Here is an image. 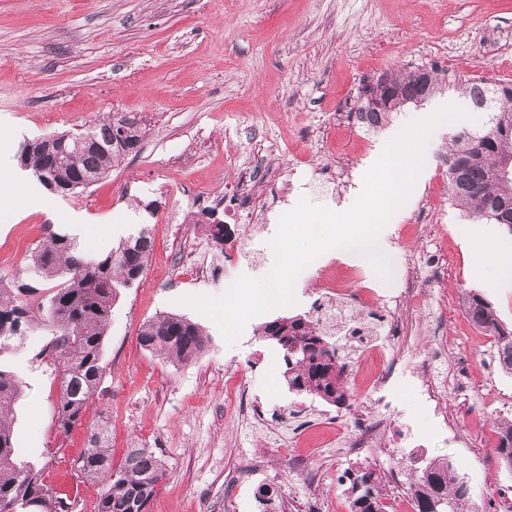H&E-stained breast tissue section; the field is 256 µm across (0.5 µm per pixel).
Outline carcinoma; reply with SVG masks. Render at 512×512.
I'll list each match as a JSON object with an SVG mask.
<instances>
[{
  "label": "carcinoma",
  "instance_id": "carcinoma-1",
  "mask_svg": "<svg viewBox=\"0 0 512 512\" xmlns=\"http://www.w3.org/2000/svg\"><path fill=\"white\" fill-rule=\"evenodd\" d=\"M398 71L380 77L377 85L393 90L391 105L368 108L366 116L385 125L393 113L410 104L421 93L427 99L442 89L445 79L435 70ZM473 109L480 111L489 97V85L475 78L461 88ZM503 122L457 131L450 139L442 160L458 169L456 182H448V195L463 214L477 220L503 224L512 232V206L503 204V185L496 170L512 160V96H501L493 103ZM118 121L131 133V143L109 146L111 119L91 124L66 142L65 151L44 147L34 139L25 142L17 161L29 169L47 189L68 194L81 179L104 176L128 155L140 149L143 130L133 115L121 114ZM52 173L53 184L44 182L42 173ZM153 247L144 227L121 239L104 257H85L76 238L66 232H53L30 251L22 273L6 286L0 284V353L14 346L15 340L41 327L52 335L39 353L56 365L59 396L56 405L58 426L64 430L80 422L92 402L103 374L102 346L112 306L124 288L143 275ZM55 281L51 293L36 298L38 284ZM466 316L482 332L497 339L499 363L512 373V329L503 326L496 310L480 295L466 292L462 297ZM258 338L283 350L287 387L298 386L302 395L318 398L341 408L350 400L344 383L348 364L339 338L327 335L318 321L303 316L278 317L257 329ZM207 335L188 318L175 313H160L141 326L139 343L151 353H161L180 362L196 358L205 348ZM23 381L8 366L0 363V512H72L73 503L57 495L42 477V470L14 462L16 439L7 420L9 409L21 396ZM498 436L495 454L512 468V423H496ZM89 448L80 458L79 468L86 478L102 485L97 512H130L132 497L139 498L146 512L165 468L161 455L153 448L126 450L118 465L112 463L109 431L99 425L90 431ZM415 512H432V506L445 499L461 512L469 498L467 482L448 461L432 460L418 471L411 483ZM381 476L375 469L360 467L352 471L351 512H385Z\"/></svg>",
  "mask_w": 512,
  "mask_h": 512
}]
</instances>
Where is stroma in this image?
<instances>
[{"instance_id":"1","label":"stroma","mask_w":512,"mask_h":512,"mask_svg":"<svg viewBox=\"0 0 512 512\" xmlns=\"http://www.w3.org/2000/svg\"><path fill=\"white\" fill-rule=\"evenodd\" d=\"M419 68L450 79L512 81V0H0V154L7 161L24 140L77 133L112 113L136 115L144 131L139 153L88 188L47 193L31 175L12 186L19 200L45 193L48 206L0 211V282L12 281L30 249L54 232L75 234L81 252L98 255L138 224L153 239L143 276L112 308L103 374L80 424L64 431L55 421L57 374L35 358L47 332L24 336L0 355L24 383L10 414L15 463L42 468L74 512H96L100 488L77 461L102 419L113 461L133 442L163 452L166 474L148 512H261L263 487L281 512H349L351 469L383 474L403 465L398 429L382 448L356 459L294 440L301 421L338 410L289 393L281 350L255 331L278 317L314 316L320 270L306 267L295 304L252 318L231 346L211 319L180 299L221 295L243 274L263 277L274 254L201 246L200 256L216 259L202 281L177 236L188 214L202 224L212 217L234 224L243 237L270 238L300 196L333 211L354 201L380 144L403 128L406 114L394 113L375 132L343 124L341 115L380 76ZM465 124L461 118L438 125L425 149L424 185L380 234L392 262L390 287L407 263L441 251L448 254L443 284L428 289L425 308L410 316L405 342H393L381 327L374 340L388 353L415 355L432 335L430 317L445 318L448 351L439 374L469 364L473 387L454 388L449 397L462 428L493 443L491 428L469 411L496 409L483 384L497 383L512 396V373L501 370L496 346L483 344L460 305L465 292H476L512 329V288L486 281L498 270L487 240L507 241L512 233L464 219L448 199L439 157ZM260 158L278 186L253 187L260 211L250 221L238 215V182ZM161 312L205 330L209 343L196 359L167 360L139 345L140 326ZM396 394L420 431L424 459H448L467 482L466 512H496L500 493L512 492V469L437 432L408 384H398ZM257 401L271 425L254 420Z\"/></svg>"}]
</instances>
